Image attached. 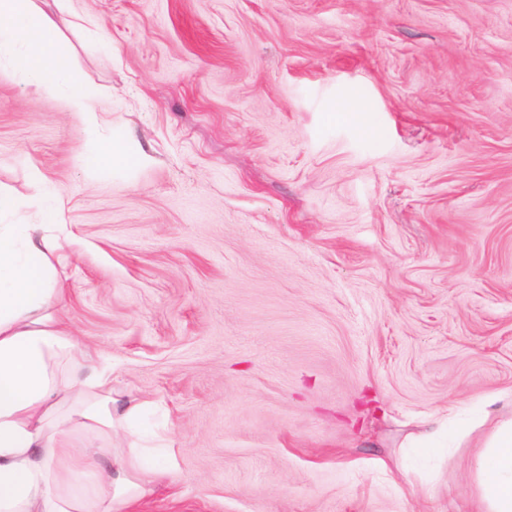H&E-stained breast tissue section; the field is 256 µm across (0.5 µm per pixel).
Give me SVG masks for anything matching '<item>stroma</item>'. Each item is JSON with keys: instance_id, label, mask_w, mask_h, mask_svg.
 <instances>
[{"instance_id": "obj_1", "label": "stroma", "mask_w": 512, "mask_h": 512, "mask_svg": "<svg viewBox=\"0 0 512 512\" xmlns=\"http://www.w3.org/2000/svg\"><path fill=\"white\" fill-rule=\"evenodd\" d=\"M42 7L150 162L2 66L0 223L62 204L57 317L175 474L142 512H476L489 424L410 443L512 389V0Z\"/></svg>"}]
</instances>
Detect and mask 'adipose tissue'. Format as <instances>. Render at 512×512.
Returning a JSON list of instances; mask_svg holds the SVG:
<instances>
[{"label": "adipose tissue", "mask_w": 512, "mask_h": 512, "mask_svg": "<svg viewBox=\"0 0 512 512\" xmlns=\"http://www.w3.org/2000/svg\"><path fill=\"white\" fill-rule=\"evenodd\" d=\"M40 2L0 0V58L85 113L96 165L139 163L123 141L101 137L91 93L46 49L55 24ZM61 216L54 204L42 223L0 225V512H132L164 472L144 467L143 449L114 451V430L139 407L119 410L106 368L53 314L66 298L57 269L74 255L49 233ZM475 471L481 512H512V418L493 427Z\"/></svg>", "instance_id": "1"}]
</instances>
